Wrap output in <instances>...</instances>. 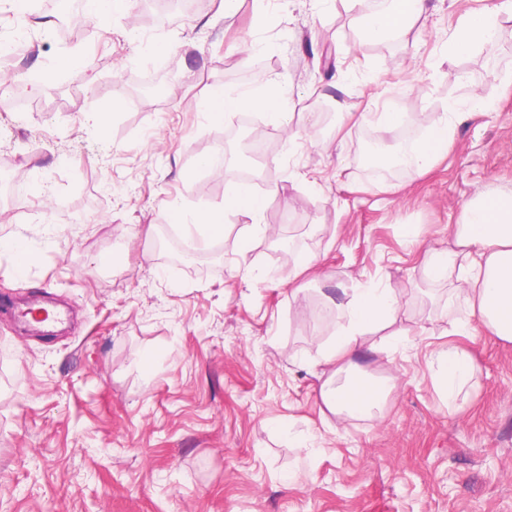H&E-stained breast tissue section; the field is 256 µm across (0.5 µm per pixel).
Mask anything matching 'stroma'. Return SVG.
Masks as SVG:
<instances>
[{"instance_id": "stroma-1", "label": "stroma", "mask_w": 512, "mask_h": 512, "mask_svg": "<svg viewBox=\"0 0 512 512\" xmlns=\"http://www.w3.org/2000/svg\"><path fill=\"white\" fill-rule=\"evenodd\" d=\"M489 2L428 0L383 41L361 40L348 0H238L220 19L199 0L148 22L129 0L71 41L39 25L44 0L0 15V38L25 48L0 91V166L19 183L0 240L35 256L21 271L0 251V512H512V343L449 337L448 286L421 268L423 246L452 247L477 190L512 191V17L442 55ZM149 75L167 77L162 93L140 91ZM273 83L292 89L291 122L253 190L277 234L243 255L247 215L224 211L213 239L166 207L224 210V170L200 159L219 143L237 155L244 125L203 115L206 90ZM477 93L488 112L428 173H367L366 137L397 146L401 131L351 113L429 127ZM170 230L197 257H169ZM304 253L314 274L295 272ZM359 282L411 287L410 334L362 360L400 387L340 424L319 397V344L336 330L323 296ZM451 343L477 366L454 413L427 366Z\"/></svg>"}]
</instances>
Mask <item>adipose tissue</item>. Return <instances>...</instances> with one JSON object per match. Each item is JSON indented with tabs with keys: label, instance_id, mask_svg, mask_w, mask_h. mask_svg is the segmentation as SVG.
Listing matches in <instances>:
<instances>
[{
	"label": "adipose tissue",
	"instance_id": "1",
	"mask_svg": "<svg viewBox=\"0 0 512 512\" xmlns=\"http://www.w3.org/2000/svg\"><path fill=\"white\" fill-rule=\"evenodd\" d=\"M357 11L363 39L382 40L401 31L427 10L428 0H380L370 8L366 0H350ZM512 12V0H497L491 7L463 19L449 38L446 52L451 56L468 54L473 47L490 40L497 32L498 16ZM289 90L276 85L262 94H229L213 88L200 99V108L212 118L224 112L260 111L270 124L287 128L289 114L284 101ZM466 113H455L453 120H440L401 154V161L415 172L428 171L447 151L456 135L457 122ZM454 245L438 250L430 248L423 255L426 278L448 285V304L458 308L453 332L471 339L494 338L512 342V191L476 192L466 203L460 224L452 228ZM408 292L387 285H362L337 289L336 331L322 348L321 363L329 375L321 386V399L337 421L370 416L387 395L398 387V380H377L360 368L358 359L375 351L369 337L387 330L389 343L403 336L396 323L407 308ZM433 379L441 398L456 407L460 396L473 387L476 365L471 354L457 345L438 351L432 364Z\"/></svg>",
	"mask_w": 512,
	"mask_h": 512
}]
</instances>
